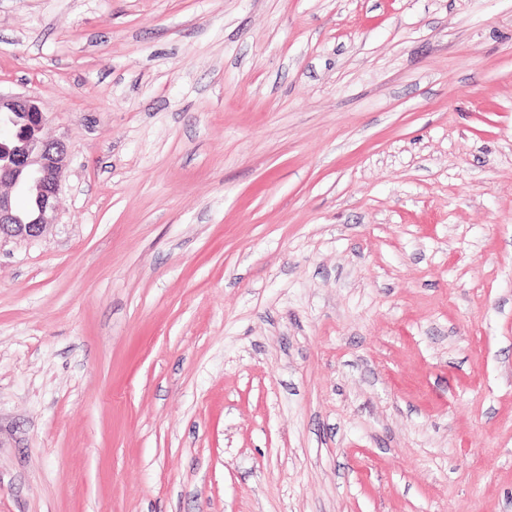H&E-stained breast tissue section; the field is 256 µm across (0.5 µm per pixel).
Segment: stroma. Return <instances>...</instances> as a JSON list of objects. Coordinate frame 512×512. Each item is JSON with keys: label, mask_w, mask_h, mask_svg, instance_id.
Returning a JSON list of instances; mask_svg holds the SVG:
<instances>
[{"label": "stroma", "mask_w": 512, "mask_h": 512, "mask_svg": "<svg viewBox=\"0 0 512 512\" xmlns=\"http://www.w3.org/2000/svg\"><path fill=\"white\" fill-rule=\"evenodd\" d=\"M0 90V512H512V0H0ZM22 117V121H19ZM2 119L4 122H2ZM46 115L34 97L4 94L0 90V126H6L11 134L0 140L13 144V154L5 162H0V248L17 239L33 240L40 238L47 226L54 224L53 214L61 188L63 161L67 146L58 140H48L42 135L46 125ZM24 183L35 196L36 209L32 216L34 197L29 196L28 204L18 214L12 198V190Z\"/></svg>", "instance_id": "obj_1"}]
</instances>
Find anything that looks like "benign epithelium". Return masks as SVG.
Segmentation results:
<instances>
[{
  "instance_id": "obj_1",
  "label": "benign epithelium",
  "mask_w": 512,
  "mask_h": 512,
  "mask_svg": "<svg viewBox=\"0 0 512 512\" xmlns=\"http://www.w3.org/2000/svg\"><path fill=\"white\" fill-rule=\"evenodd\" d=\"M2 125L11 131L8 141L13 154L0 162V187H8L0 191V247L17 239H37L53 223L67 154L64 142L43 137L46 115L33 97L0 92ZM21 183L36 200V209L26 221L12 198V190Z\"/></svg>"
}]
</instances>
